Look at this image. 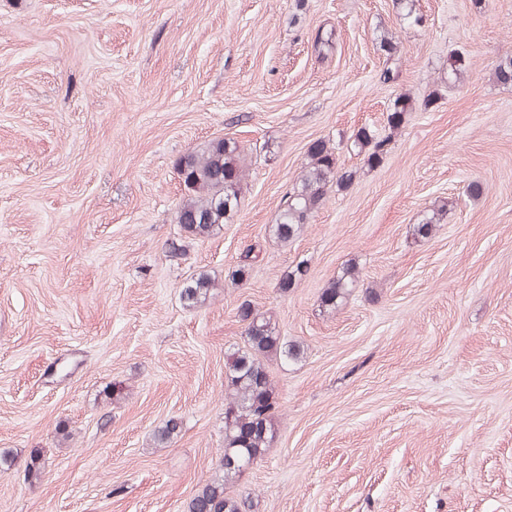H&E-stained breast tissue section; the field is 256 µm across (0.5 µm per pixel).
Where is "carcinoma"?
Here are the masks:
<instances>
[{
	"instance_id": "cac0c4a2",
	"label": "carcinoma",
	"mask_w": 512,
	"mask_h": 512,
	"mask_svg": "<svg viewBox=\"0 0 512 512\" xmlns=\"http://www.w3.org/2000/svg\"><path fill=\"white\" fill-rule=\"evenodd\" d=\"M466 71L463 54L452 55L446 84L460 83ZM408 109L409 98L396 95L389 105V127H399ZM389 143V138L366 128L358 130L354 138V146L365 153V162L370 167L387 154ZM242 153L235 139L218 138L203 149L180 157L177 173L187 193L177 208L176 221L183 231L195 237H210L233 220L241 204L247 171ZM354 174L353 170L338 169L335 152L325 142H315L298 182L286 194L279 222L268 226V237L283 246L290 244L310 223L328 189L335 183L341 186L351 183ZM445 214L443 207L429 210L414 226V233L422 238L430 237ZM259 255V250L248 248L236 265L227 269L225 278L231 282L242 280ZM359 282L356 265H345L321 293L323 310L335 312ZM218 287L214 277L201 271L183 285L180 297L188 308L201 307ZM241 318L247 322L244 344L224 357V450L219 459L222 476L199 486L188 504V512H245L247 499L231 493L230 488L270 447L274 434L276 401L264 360L275 357L295 361L303 353L300 343L286 340L270 318L251 307H242ZM177 429L178 422L168 420L154 434V444L159 447L168 444Z\"/></svg>"
}]
</instances>
